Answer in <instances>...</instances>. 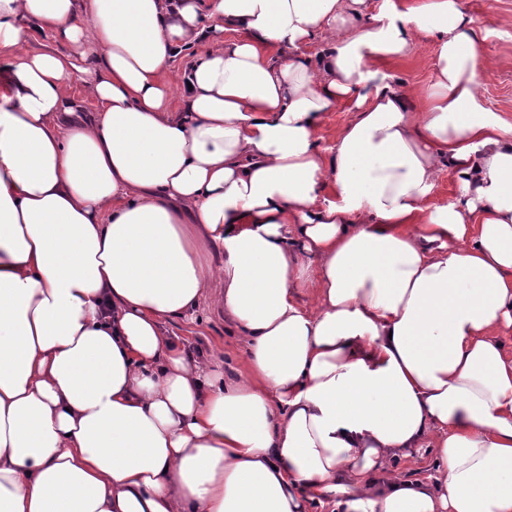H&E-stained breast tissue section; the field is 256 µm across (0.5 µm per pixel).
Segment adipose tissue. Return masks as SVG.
<instances>
[{
	"mask_svg": "<svg viewBox=\"0 0 512 512\" xmlns=\"http://www.w3.org/2000/svg\"><path fill=\"white\" fill-rule=\"evenodd\" d=\"M429 38L413 112L382 66ZM489 69L462 0H0V512H512ZM446 168L459 197L430 205ZM214 284L228 380L166 329ZM422 448L434 475L388 473ZM353 117V112H348L343 105L325 112L316 134L317 148L324 158L328 159L332 155L339 132Z\"/></svg>",
	"mask_w": 512,
	"mask_h": 512,
	"instance_id": "obj_1",
	"label": "adipose tissue"
}]
</instances>
